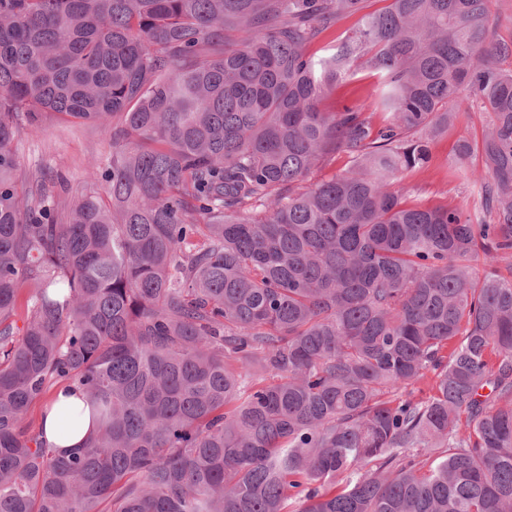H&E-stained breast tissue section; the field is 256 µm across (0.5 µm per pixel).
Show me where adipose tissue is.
I'll use <instances>...</instances> for the list:
<instances>
[{
    "label": "adipose tissue",
    "mask_w": 512,
    "mask_h": 512,
    "mask_svg": "<svg viewBox=\"0 0 512 512\" xmlns=\"http://www.w3.org/2000/svg\"><path fill=\"white\" fill-rule=\"evenodd\" d=\"M83 393L75 387H60L53 396V408L46 416L43 426V439L48 447L60 453H70L81 448L93 425L89 417L81 416ZM65 416L76 418L71 430H63L61 419Z\"/></svg>",
    "instance_id": "adipose-tissue-1"
}]
</instances>
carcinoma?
<instances>
[{"label": "carcinoma", "instance_id": "1", "mask_svg": "<svg viewBox=\"0 0 512 512\" xmlns=\"http://www.w3.org/2000/svg\"><path fill=\"white\" fill-rule=\"evenodd\" d=\"M363 9L0 0V512H512V40L486 0ZM357 66L381 126L319 107ZM465 96L476 224L389 191ZM48 121L112 133L106 197L21 163ZM54 380L98 414L70 455L28 420ZM354 166L353 159L346 154H337L331 161L320 165L311 175L309 183L326 180L335 174H340L348 171Z\"/></svg>", "mask_w": 512, "mask_h": 512}]
</instances>
